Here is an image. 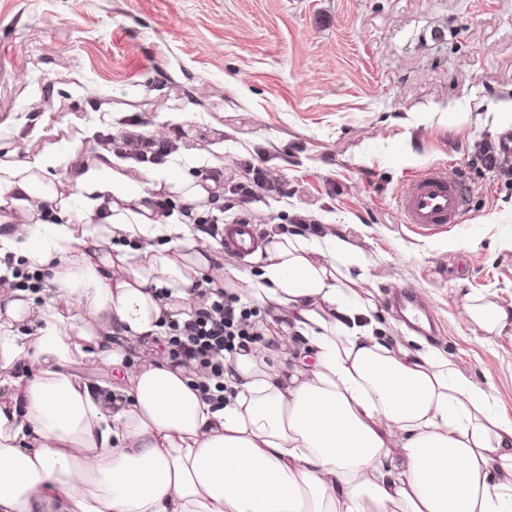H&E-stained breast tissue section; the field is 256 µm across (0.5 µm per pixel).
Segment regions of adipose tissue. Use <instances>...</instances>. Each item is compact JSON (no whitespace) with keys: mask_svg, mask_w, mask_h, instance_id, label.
<instances>
[{"mask_svg":"<svg viewBox=\"0 0 512 512\" xmlns=\"http://www.w3.org/2000/svg\"><path fill=\"white\" fill-rule=\"evenodd\" d=\"M56 164L0 161V278L24 260L47 289L0 294V512H512V419L438 349L378 336L359 246L280 234L245 275L121 171L95 163L68 193ZM151 177L179 203L207 196L176 165ZM207 268L282 318L276 344L225 354L220 405L198 373L129 357L164 313L188 317ZM462 316L512 326L484 295Z\"/></svg>","mask_w":512,"mask_h":512,"instance_id":"obj_1","label":"adipose tissue"}]
</instances>
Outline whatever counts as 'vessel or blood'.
Listing matches in <instances>:
<instances>
[{
	"label": "vessel or blood",
	"instance_id": "b4317fda",
	"mask_svg": "<svg viewBox=\"0 0 512 512\" xmlns=\"http://www.w3.org/2000/svg\"><path fill=\"white\" fill-rule=\"evenodd\" d=\"M397 204L403 223L455 224L467 207V190L460 176L446 168L430 166L402 188ZM258 243L256 225H225V249L248 258L256 253Z\"/></svg>",
	"mask_w": 512,
	"mask_h": 512
}]
</instances>
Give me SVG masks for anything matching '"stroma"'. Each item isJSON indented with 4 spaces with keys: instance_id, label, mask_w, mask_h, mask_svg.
Masks as SVG:
<instances>
[{
    "instance_id": "obj_1",
    "label": "stroma",
    "mask_w": 512,
    "mask_h": 512,
    "mask_svg": "<svg viewBox=\"0 0 512 512\" xmlns=\"http://www.w3.org/2000/svg\"><path fill=\"white\" fill-rule=\"evenodd\" d=\"M130 120L184 130L171 160L195 176L284 175L256 223L306 214L361 245L385 336H406L391 287L418 290L426 344L512 418V328L460 318L469 294L512 304V180L476 165L512 121V0H0V160L56 155L65 182ZM432 164L466 181L465 214L402 223L398 191Z\"/></svg>"
}]
</instances>
